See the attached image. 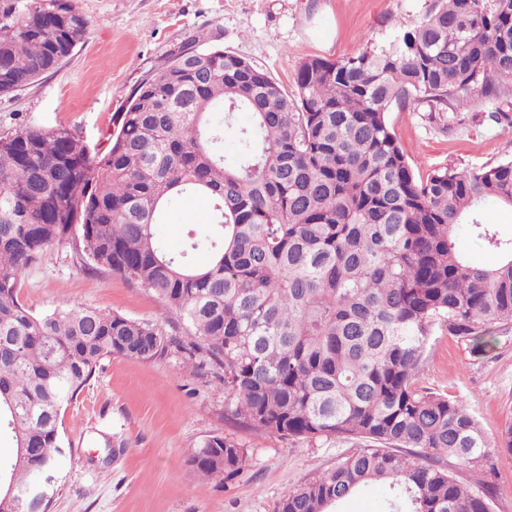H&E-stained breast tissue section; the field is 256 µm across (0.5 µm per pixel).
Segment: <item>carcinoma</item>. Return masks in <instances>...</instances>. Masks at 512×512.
I'll return each mask as SVG.
<instances>
[{"label": "carcinoma", "instance_id": "carcinoma-1", "mask_svg": "<svg viewBox=\"0 0 512 512\" xmlns=\"http://www.w3.org/2000/svg\"><path fill=\"white\" fill-rule=\"evenodd\" d=\"M89 25L72 0L1 6L0 94L55 69ZM180 53L192 62L170 60L138 84L103 143L67 129L0 134V435L15 448L0 461L14 488L0 512H49L51 499L25 494L65 453L61 411L101 360H151L172 344L158 324L81 303L28 309L25 275L67 241L178 318L222 370L229 421L365 442L288 491L279 512H331L371 485L388 487L386 512H493L491 486L472 491L448 466L483 465L478 421L416 378L435 325L475 350L512 328V239L481 220L489 202L512 205V159L419 179L387 115L512 97V0H434L386 47L300 62L292 93L220 48ZM190 195L209 201L210 223L174 252L157 225ZM461 230L502 259L471 263ZM248 461L237 440L212 435L189 464L229 480Z\"/></svg>", "mask_w": 512, "mask_h": 512}]
</instances>
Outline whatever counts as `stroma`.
<instances>
[{"mask_svg": "<svg viewBox=\"0 0 512 512\" xmlns=\"http://www.w3.org/2000/svg\"><path fill=\"white\" fill-rule=\"evenodd\" d=\"M91 25L55 70L0 95V132L64 127L96 144L130 92L192 39L262 67L287 90L295 68L318 56L336 60L379 49L426 20L432 0H73ZM491 105L467 112L392 109L388 114L416 176L436 168L470 169L512 158V125L490 120ZM185 197L158 233L179 249L196 209ZM20 299L40 313L75 300L176 333L163 303L120 276L83 267L70 250L49 249L26 275ZM217 371L175 350L160 359L105 358L61 414L72 449L58 467L50 512H278L284 495L332 469L353 444L343 439L273 438L224 419ZM420 387L459 400L494 442L480 469L455 464L460 482L495 491L494 512H512V454L496 441L512 423V330L487 350L436 327L421 365ZM224 434L247 448V467L230 481L202 482L189 465L200 441ZM123 445L104 461L103 440Z\"/></svg>", "mask_w": 512, "mask_h": 512, "instance_id": "obj_1", "label": "stroma"}]
</instances>
